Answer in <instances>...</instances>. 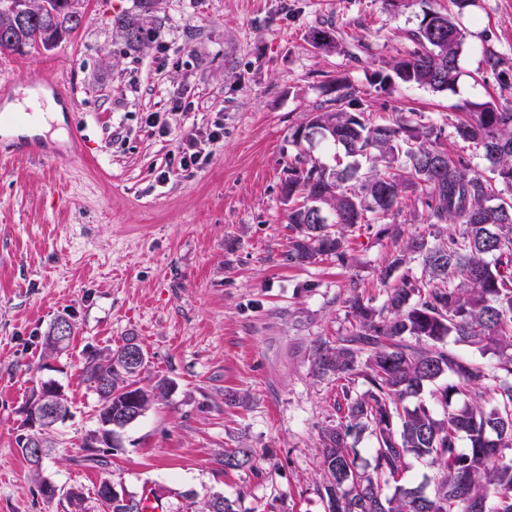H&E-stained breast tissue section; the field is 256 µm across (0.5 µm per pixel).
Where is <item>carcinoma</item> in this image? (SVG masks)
I'll list each match as a JSON object with an SVG mask.
<instances>
[{
  "label": "carcinoma",
  "mask_w": 512,
  "mask_h": 512,
  "mask_svg": "<svg viewBox=\"0 0 512 512\" xmlns=\"http://www.w3.org/2000/svg\"><path fill=\"white\" fill-rule=\"evenodd\" d=\"M16 2L0 0V27L11 25L7 38L0 37L3 51H49L75 30L71 0H52V20L13 25ZM451 2L453 11L424 15L412 33L415 50L393 61L401 83L435 91L455 84L470 0ZM115 25L132 47L147 37L136 15L121 16ZM328 103L308 113L293 134L297 152L288 162L284 197L295 234L284 260L291 266L321 255L344 260L345 233L386 220L414 186L422 192L431 231L403 241L380 275L385 281L419 259L424 277L403 273L379 311L359 295L348 299L352 330L315 356L319 373L361 376L369 385L360 395L345 393L344 421L321 433L325 512H512V103L462 105L455 133L482 151L488 162L482 170L445 151L432 125L403 115L384 125L370 122L346 85L336 83ZM320 142L341 148L352 162L337 169L313 159L310 149ZM450 336L498 356L503 380L488 385L481 362L445 348ZM133 340L112 351L114 363L88 359L83 365L99 398L98 423L119 419L125 428L137 402L161 401L174 388L167 378L145 387L139 373L123 364ZM431 384L437 385L441 418L423 403L404 404ZM471 394H488L492 404H473ZM366 430L375 439L371 475L359 470L350 445ZM409 456L435 468L431 490L401 484ZM253 461L251 449L230 448L220 464L236 470L253 467ZM391 483L394 492L388 494ZM199 512L237 510L234 501L213 495Z\"/></svg>",
  "instance_id": "obj_1"
}]
</instances>
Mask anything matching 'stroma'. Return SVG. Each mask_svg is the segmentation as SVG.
<instances>
[{
	"label": "stroma",
	"mask_w": 512,
	"mask_h": 512,
	"mask_svg": "<svg viewBox=\"0 0 512 512\" xmlns=\"http://www.w3.org/2000/svg\"><path fill=\"white\" fill-rule=\"evenodd\" d=\"M449 0H163L129 47L114 20L139 14L138 0H83L81 25L54 50L5 53L0 109L18 88L43 97L31 73L64 72L62 137L17 133L0 124V512H71L43 498L15 444L24 408L40 382L61 385L72 417L48 439L42 475L80 489L84 512H107L95 488L110 479L133 496L155 491L165 512H197L214 494L241 512H324L320 435L343 421L341 381L314 370L319 346L335 345L352 318L354 294L382 309L397 277L379 274L396 235L428 230L408 195L391 232L361 224L346 258L291 266L292 230L282 193L307 113L331 99L341 79L377 124L414 115L441 133L443 148L470 166L486 162L456 139L460 105L512 101V0H472L454 86L434 92L374 75L411 53L424 14ZM328 27L334 47L312 45ZM499 59L484 62V50ZM193 111L173 112L169 96ZM160 113L159 135L145 122ZM223 139L202 164L173 155L187 129ZM74 326L69 350L46 352L58 317ZM136 337L148 364L143 381L175 388L120 432L104 469L87 467L81 441L96 424L97 398L83 380L90 350ZM250 448L254 465L227 471L225 449Z\"/></svg>",
	"instance_id": "stroma-1"
}]
</instances>
